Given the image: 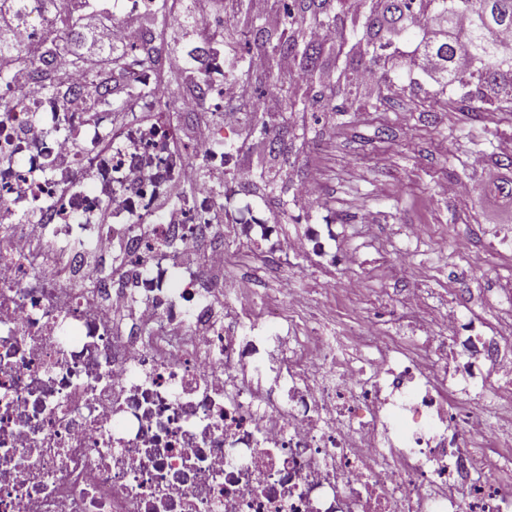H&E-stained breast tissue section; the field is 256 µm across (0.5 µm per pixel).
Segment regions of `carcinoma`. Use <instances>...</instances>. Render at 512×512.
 I'll return each mask as SVG.
<instances>
[{
	"instance_id": "obj_1",
	"label": "carcinoma",
	"mask_w": 512,
	"mask_h": 512,
	"mask_svg": "<svg viewBox=\"0 0 512 512\" xmlns=\"http://www.w3.org/2000/svg\"><path fill=\"white\" fill-rule=\"evenodd\" d=\"M30 0H0V13H8L23 23L29 15ZM60 26L43 34L41 41L32 48L22 49L9 43L0 35V54L6 52L27 63L37 75L45 78V87L51 92L59 91L64 77L53 70L51 60L58 54L70 56L73 70L85 72L89 77V89L99 90L108 85L114 107L132 106L136 102L152 97L154 88L143 83L130 84L124 80L129 67L125 53L112 55V74L106 79L94 66L86 65L84 57L72 51L74 41L81 38L80 11L88 0H65ZM347 0H279L286 13L282 31L267 30L262 21L246 15L248 0H238V11L247 20L251 40L241 47L235 60L236 71L251 79L246 55L251 49L262 50L268 58L264 72L266 82L273 85L289 84L292 91L286 92L283 109L285 116L284 137L296 136L297 125L293 114L308 111L309 102L324 103L328 112H346L345 106H336L331 101L340 95L352 105L358 97L355 73L346 76L344 86L336 88L320 79L322 57L325 46L314 44L307 38L306 29L314 23L325 24L339 30L340 45L350 44V50L371 53L378 65L390 56L392 42L387 33L398 30L405 34L414 29V0H364V9L357 16H347L342 8ZM426 17L448 28L443 39L426 38L425 52L437 59L446 83L455 82L458 65L463 60L472 63L471 78L477 80L476 92L480 101L495 103L512 101V45L504 42L503 35L512 33V0H423ZM171 0H158L153 15V34L163 39L172 14ZM300 60L302 67L298 76L284 80L280 70L282 58Z\"/></svg>"
}]
</instances>
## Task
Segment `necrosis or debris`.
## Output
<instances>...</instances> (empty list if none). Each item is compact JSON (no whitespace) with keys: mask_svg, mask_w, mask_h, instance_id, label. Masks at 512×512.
I'll list each match as a JSON object with an SVG mask.
<instances>
[{"mask_svg":"<svg viewBox=\"0 0 512 512\" xmlns=\"http://www.w3.org/2000/svg\"><path fill=\"white\" fill-rule=\"evenodd\" d=\"M154 7L87 8L112 13L132 82L158 84L141 58ZM234 10L202 20L179 96L158 85L119 122L90 107L80 72L58 94L29 68L0 83V512H512L501 332L452 311L434 347L370 326L335 336L309 289L271 298L213 278L229 243L269 265L293 254L239 162L283 99L226 74ZM311 196L291 200L297 276L331 268L356 291L343 227L312 222ZM114 299L138 312L122 330ZM453 387L491 392L495 414L445 406Z\"/></svg>","mask_w":512,"mask_h":512,"instance_id":"1","label":"necrosis or debris"}]
</instances>
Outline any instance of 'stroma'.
Instances as JSON below:
<instances>
[{
  "label": "stroma",
  "mask_w": 512,
  "mask_h": 512,
  "mask_svg": "<svg viewBox=\"0 0 512 512\" xmlns=\"http://www.w3.org/2000/svg\"><path fill=\"white\" fill-rule=\"evenodd\" d=\"M397 46L385 67L403 79L385 92L364 84L366 110L297 113L305 134L274 151L253 138L241 160L278 172L270 217L294 240L300 226L287 217L284 203L311 169H319L321 190L311 211H330L350 225L343 244L364 288L355 301L336 294V326L355 317L390 333L389 314L377 309L378 300L404 297L415 284L413 273L424 269L428 276L418 284L431 312L456 307L491 329L511 330L512 223H498L497 216H512V202L493 187L512 180V167L500 164L512 150V110H480L468 89L406 74V53L415 44L401 38ZM366 217L374 234L356 230ZM415 224L425 230L418 241L407 236ZM402 258L410 274L396 272Z\"/></svg>",
  "instance_id": "35a3bbf8"
}]
</instances>
